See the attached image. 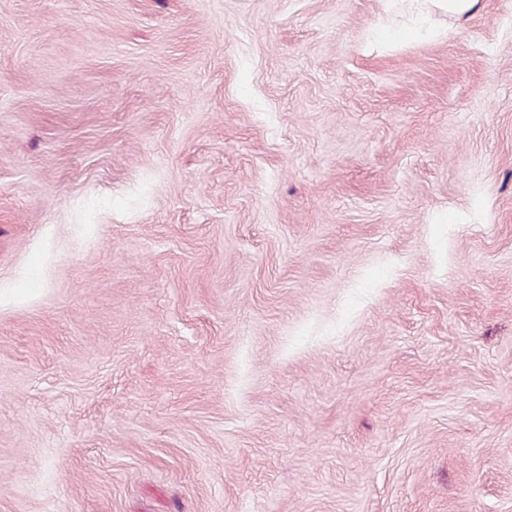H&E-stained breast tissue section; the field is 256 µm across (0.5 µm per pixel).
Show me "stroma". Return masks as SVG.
Returning <instances> with one entry per match:
<instances>
[{
  "mask_svg": "<svg viewBox=\"0 0 512 512\" xmlns=\"http://www.w3.org/2000/svg\"><path fill=\"white\" fill-rule=\"evenodd\" d=\"M0 0V512H512V0ZM417 16L441 11L456 21L471 15L478 7L479 0H401Z\"/></svg>",
  "mask_w": 512,
  "mask_h": 512,
  "instance_id": "1",
  "label": "stroma"
}]
</instances>
